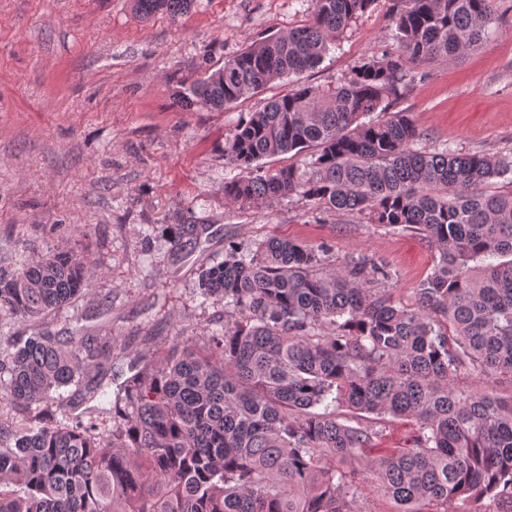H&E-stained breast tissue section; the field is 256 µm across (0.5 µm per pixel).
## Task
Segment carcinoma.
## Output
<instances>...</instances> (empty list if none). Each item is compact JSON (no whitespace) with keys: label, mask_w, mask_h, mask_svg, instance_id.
Wrapping results in <instances>:
<instances>
[{"label":"carcinoma","mask_w":512,"mask_h":512,"mask_svg":"<svg viewBox=\"0 0 512 512\" xmlns=\"http://www.w3.org/2000/svg\"><path fill=\"white\" fill-rule=\"evenodd\" d=\"M196 0H135L148 18L187 14ZM375 0H312L309 22L254 42L189 88L222 110L276 79L320 65ZM504 0H393L398 50L362 57L334 85L272 98L224 143L245 175L224 200L268 209L298 196L324 210L423 236L436 251L414 303L368 288L387 280L372 258L330 268L326 243L281 237L201 269L198 289L233 321L203 341L176 342L132 375L112 407L72 422L60 390L105 393L117 345L51 314L89 290L72 251L0 267V309L32 332L0 351V512H361L353 466L397 512H448L489 500L512 512V155L428 152L393 108L431 63L459 59L495 28ZM312 149L307 168L261 160ZM182 250L197 224L165 226ZM492 385L454 384L463 367ZM416 422L410 448L366 453L379 432L334 405Z\"/></svg>","instance_id":"carcinoma-1"}]
</instances>
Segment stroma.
<instances>
[{"label": "stroma", "mask_w": 512, "mask_h": 512, "mask_svg": "<svg viewBox=\"0 0 512 512\" xmlns=\"http://www.w3.org/2000/svg\"><path fill=\"white\" fill-rule=\"evenodd\" d=\"M310 0H197L179 19L142 18L132 0H0V264L81 252L88 294L55 314L57 328L111 325L120 367L224 325L223 300L203 298L197 272L224 246L277 235L331 245V265L370 256L404 304L431 273L434 250L414 232L335 216L292 196L271 210L226 205L224 141L266 98L296 82L336 83L361 57L396 50L392 0H376L338 49L298 81L278 80L223 110L181 97L250 43L308 20ZM398 107L423 147L512 152V11L491 37L429 67ZM165 224H202L195 246L172 247Z\"/></svg>", "instance_id": "35a3bbf8"}]
</instances>
